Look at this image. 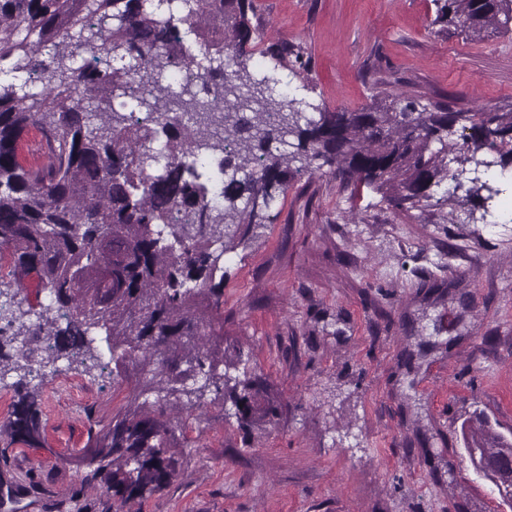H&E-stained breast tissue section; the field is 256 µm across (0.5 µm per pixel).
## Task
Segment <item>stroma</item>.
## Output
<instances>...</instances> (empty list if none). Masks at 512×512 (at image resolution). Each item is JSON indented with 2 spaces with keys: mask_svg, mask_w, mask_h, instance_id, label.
<instances>
[{
  "mask_svg": "<svg viewBox=\"0 0 512 512\" xmlns=\"http://www.w3.org/2000/svg\"><path fill=\"white\" fill-rule=\"evenodd\" d=\"M254 4L255 49L285 39L311 59L264 62L298 108L409 95L512 112V31L443 30L433 0ZM224 343L242 352L229 375L281 413L247 431L229 402L184 414L178 475L141 512H512L460 435L478 419L512 433V186L474 207L440 186L405 211L332 166L293 169L224 256ZM125 396L94 372L48 376L43 447L0 439L5 512H114L75 458Z\"/></svg>",
  "mask_w": 512,
  "mask_h": 512,
  "instance_id": "obj_1",
  "label": "stroma"
}]
</instances>
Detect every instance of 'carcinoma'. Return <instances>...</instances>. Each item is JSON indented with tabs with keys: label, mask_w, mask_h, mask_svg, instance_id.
I'll list each match as a JSON object with an SVG mask.
<instances>
[{
	"label": "carcinoma",
	"mask_w": 512,
	"mask_h": 512,
	"mask_svg": "<svg viewBox=\"0 0 512 512\" xmlns=\"http://www.w3.org/2000/svg\"><path fill=\"white\" fill-rule=\"evenodd\" d=\"M435 2L433 23L467 37L512 23V0ZM176 14L193 19L184 35ZM254 17V0H0V66L26 74L19 85L0 84V247L10 251L16 285L0 288V376L21 370L19 381L35 382L0 438L43 447L46 376L62 359L91 369L107 353L128 407L79 464L112 493L115 512H139L135 504L170 484L181 413L232 381L220 370L224 337L203 331L224 314L220 263L288 186L292 162L334 164L341 182L384 189L405 209L445 181L460 187L469 169L486 175L512 163L511 112H454L400 97L308 117L288 96L274 98L247 49ZM260 55L307 65L283 39ZM116 97L143 111L116 110ZM33 129L47 144L43 167L20 156ZM457 132L456 149L448 139ZM160 133L166 141L155 153ZM219 153L217 188L208 168ZM483 190L499 194L470 178L462 201ZM29 281L33 301L22 294ZM35 305L41 322L30 325L24 317ZM38 330L45 347L4 352ZM237 385L241 424L279 415L249 380ZM461 433L474 469L512 506V437L482 426Z\"/></svg>",
	"instance_id": "carcinoma-1"
}]
</instances>
